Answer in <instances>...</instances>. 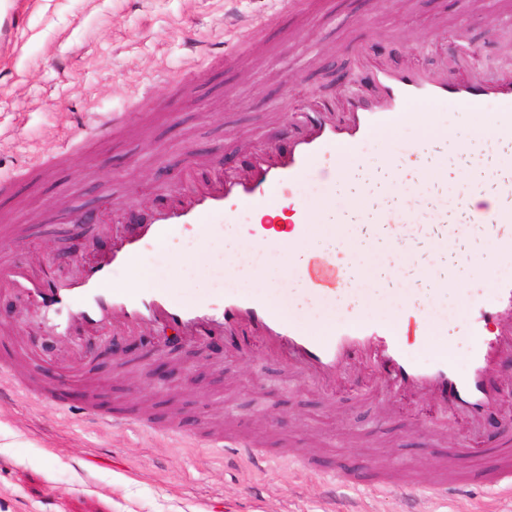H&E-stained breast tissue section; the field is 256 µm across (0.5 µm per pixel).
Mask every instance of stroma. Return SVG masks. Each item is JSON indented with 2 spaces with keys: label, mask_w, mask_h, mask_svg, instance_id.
<instances>
[{
  "label": "stroma",
  "mask_w": 512,
  "mask_h": 512,
  "mask_svg": "<svg viewBox=\"0 0 512 512\" xmlns=\"http://www.w3.org/2000/svg\"><path fill=\"white\" fill-rule=\"evenodd\" d=\"M0 0V512H512V499L478 483L409 504L394 484L326 488L337 470L402 467L420 484L456 450L463 470L490 464L472 453L464 422L383 378L374 394L356 385L353 359L329 393L268 358L257 340L185 342L169 333H118L126 358L85 357L87 336L39 335L38 311L15 316L9 269L74 275L90 252L106 251L120 222L82 225L70 217L112 199L150 217L165 188L185 183L189 156L246 175L250 153L267 145L273 115L303 101H340L362 80L357 56L455 72L452 45H474L473 72L512 71V0ZM206 40L218 64L176 76ZM122 119L97 130L101 114ZM69 160L56 161L63 143ZM178 246L141 255L147 279L192 301L219 295L187 288L172 272ZM165 347L177 375L149 383L146 344ZM60 400L44 398L45 388ZM121 408L130 425L107 426ZM232 431L278 449L260 465L212 447Z\"/></svg>",
  "instance_id": "obj_1"
}]
</instances>
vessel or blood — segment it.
<instances>
[{"mask_svg": "<svg viewBox=\"0 0 512 512\" xmlns=\"http://www.w3.org/2000/svg\"><path fill=\"white\" fill-rule=\"evenodd\" d=\"M361 71L363 82L346 100L345 120L335 121L328 110L311 107L295 114L282 128L288 136L287 150L275 146L261 150L244 178L222 171L203 177L201 162L191 161L185 192L148 223L114 238L111 249L83 265L76 277L60 281L46 271L17 270L12 288L34 298L47 315L48 328L60 336L70 334L75 324L91 329L111 319L132 329H171L189 342L215 331L230 338L248 328L271 353L286 357L296 376L330 391L340 364L350 356L363 355L395 387L430 393L441 413L462 416L474 430L484 431L495 420L498 403L489 376L494 366L512 360V278L495 280L491 288L477 294L457 288L453 278H439L428 304H421L409 289L403 305L388 319L351 315L323 332L308 329L290 314L291 296L285 290L275 305L239 289L225 292L217 301L203 296L192 302L160 283L133 293L101 290L113 270L125 267L149 246L186 232L193 233L201 246H211L224 225L237 223L246 209L261 211L287 202L296 240H308L313 225L323 223L324 215L299 197L305 180L317 177L324 197H333L337 179L347 170L345 157L359 156L367 141L382 138L397 126L420 124L416 111L420 105L434 106L431 128L449 134L452 152L464 158L468 169H482L506 204L478 212L470 207L465 178L433 184L429 174L420 171L424 146L416 141L406 145L399 159L418 170V177L408 182L396 177L381 185L386 202L373 209V223L387 225L390 244L417 241L419 252L406 255L411 264L417 263L420 254L444 253L449 243L473 239V227L478 224L497 262L512 264V74L488 82L469 71L454 77L433 76L412 65L376 60L365 62ZM487 101L498 105L488 127L466 142L452 139L460 109ZM348 268V260L310 253L301 279L314 298L332 299L345 288ZM452 289L463 311L451 327L475 338L463 371L445 355L426 365L410 356L411 349L426 345L430 310L446 306ZM213 442L234 457L256 464L270 457L250 440L217 435ZM497 445L502 449L497 462L482 470L476 481L511 496L512 436H501Z\"/></svg>", "mask_w": 512, "mask_h": 512, "instance_id": "1", "label": "vessel or blood"}]
</instances>
